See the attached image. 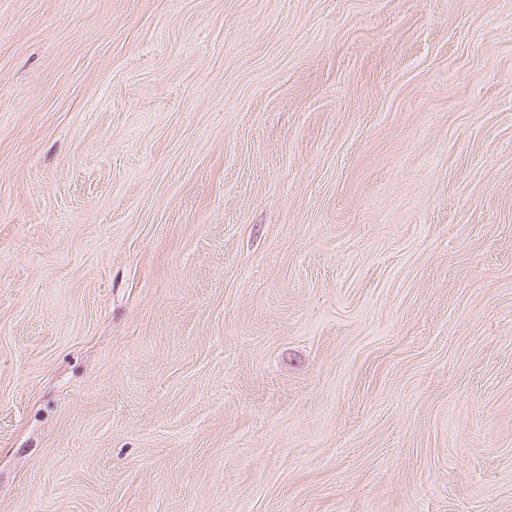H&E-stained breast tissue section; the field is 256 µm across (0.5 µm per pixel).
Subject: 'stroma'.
Segmentation results:
<instances>
[{"instance_id": "obj_1", "label": "stroma", "mask_w": 512, "mask_h": 512, "mask_svg": "<svg viewBox=\"0 0 512 512\" xmlns=\"http://www.w3.org/2000/svg\"><path fill=\"white\" fill-rule=\"evenodd\" d=\"M0 512H512V0H0Z\"/></svg>"}]
</instances>
